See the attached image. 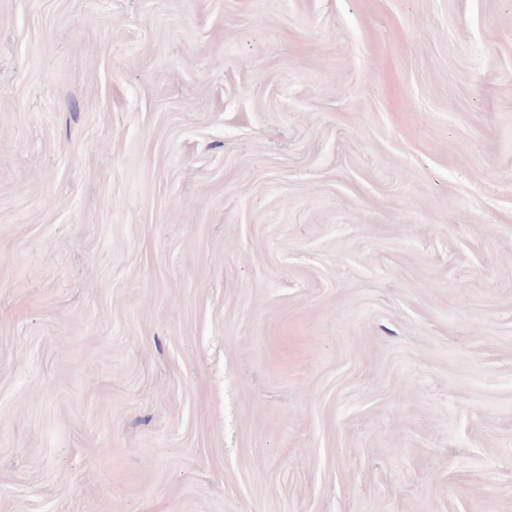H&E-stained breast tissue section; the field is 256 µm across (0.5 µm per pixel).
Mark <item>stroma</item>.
I'll return each instance as SVG.
<instances>
[{
	"mask_svg": "<svg viewBox=\"0 0 512 512\" xmlns=\"http://www.w3.org/2000/svg\"><path fill=\"white\" fill-rule=\"evenodd\" d=\"M0 512H512V0H0Z\"/></svg>",
	"mask_w": 512,
	"mask_h": 512,
	"instance_id": "1",
	"label": "stroma"
}]
</instances>
